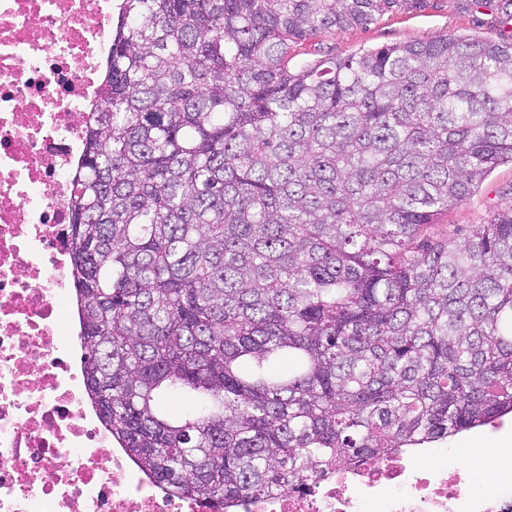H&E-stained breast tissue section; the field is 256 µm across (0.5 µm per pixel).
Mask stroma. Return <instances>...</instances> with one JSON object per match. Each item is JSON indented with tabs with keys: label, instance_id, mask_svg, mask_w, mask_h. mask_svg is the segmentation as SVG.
<instances>
[{
	"label": "stroma",
	"instance_id": "obj_1",
	"mask_svg": "<svg viewBox=\"0 0 512 512\" xmlns=\"http://www.w3.org/2000/svg\"><path fill=\"white\" fill-rule=\"evenodd\" d=\"M447 35L512 41V19L494 5L467 7L466 0H398L396 6L364 27L334 31L292 45L288 64L297 68L317 58L347 56L410 41ZM512 203V165L497 167L462 205L443 212L434 234L464 237L472 225L484 223L501 205Z\"/></svg>",
	"mask_w": 512,
	"mask_h": 512
}]
</instances>
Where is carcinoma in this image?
Returning a JSON list of instances; mask_svg holds the SVG:
<instances>
[{
    "instance_id": "1",
    "label": "carcinoma",
    "mask_w": 512,
    "mask_h": 512,
    "mask_svg": "<svg viewBox=\"0 0 512 512\" xmlns=\"http://www.w3.org/2000/svg\"><path fill=\"white\" fill-rule=\"evenodd\" d=\"M397 0H122L71 197L88 396L225 507L512 415V42L289 44ZM512 203V165L497 167L462 205L443 212L432 231L448 238L464 237L473 224H483L500 205Z\"/></svg>"
}]
</instances>
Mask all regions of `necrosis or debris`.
I'll return each mask as SVG.
<instances>
[{
    "label": "necrosis or debris",
    "instance_id": "obj_1",
    "mask_svg": "<svg viewBox=\"0 0 512 512\" xmlns=\"http://www.w3.org/2000/svg\"><path fill=\"white\" fill-rule=\"evenodd\" d=\"M112 0H0V512H213L140 470L95 407L67 279L70 198L112 50ZM228 512H512L444 448H415Z\"/></svg>",
    "mask_w": 512,
    "mask_h": 512
}]
</instances>
